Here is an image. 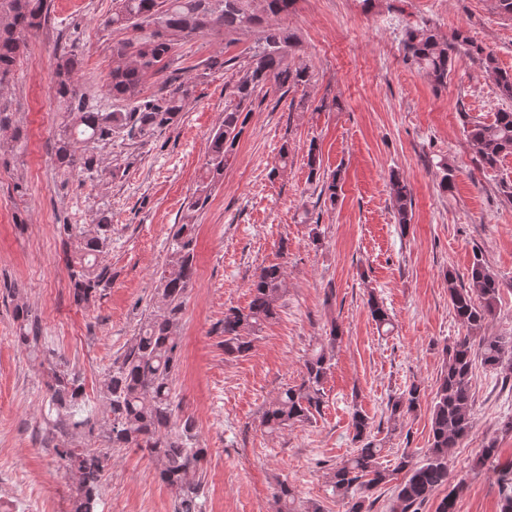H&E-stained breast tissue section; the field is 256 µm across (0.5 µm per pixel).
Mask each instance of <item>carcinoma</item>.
Listing matches in <instances>:
<instances>
[{
  "mask_svg": "<svg viewBox=\"0 0 512 512\" xmlns=\"http://www.w3.org/2000/svg\"><path fill=\"white\" fill-rule=\"evenodd\" d=\"M120 6L105 21V26L134 30L142 24L155 29L129 53L126 46L113 52L115 65L110 72L108 90L112 98L126 103V109L99 112L85 109L84 94L74 81L79 60L68 52L58 57L55 70L56 97L70 103L61 133L54 145L60 167L89 176L99 167L96 148L106 145L116 135L130 140H145L157 132L176 125L193 88L188 82H177L170 75L166 83L174 88L161 96L140 97L141 85L151 73L161 71L159 64L168 56L173 41L188 38L204 29L219 28L230 35L239 29L257 26L259 38L254 52L243 66L242 74L228 87L229 105L224 120L209 138L206 180L199 193L187 202L181 224L172 234L171 253L161 276L158 291L162 307L153 313L137 336L112 361L100 387L103 403V425L106 438L114 448H138L155 460L158 476L176 491L180 512H201L198 502L202 481L200 464L206 449L194 446L195 421L179 417L173 407V375L181 358V336L178 326L184 296L193 285L195 275L193 229L197 213L205 208L208 188L223 176L237 152L256 99L266 100L271 91L288 92V88L310 81L304 67L288 62L293 36L274 23L288 13L294 0H119ZM47 19V0H0V85L9 81L26 46V36L40 28ZM405 59L423 73L436 90L448 85L457 56H477L484 72L493 78L502 98L512 101V72L499 67L496 56L475 44L464 30L443 38L431 28H411L403 38ZM464 132L470 139L485 169L493 170L505 157L512 155V109L494 114L491 121L481 120L467 112L460 113ZM340 174L322 176L319 195L336 201ZM391 209L397 223H411L413 195L399 176L391 178ZM63 233L78 242L77 256L70 274L74 302L83 304L95 298L98 289L110 279L108 267L91 261L105 251L111 237V223L103 216L96 230L89 232L71 224L62 225ZM501 285L485 262L477 257L468 272V284L448 275V297L457 319L470 335L457 340L448 350L431 408V444L422 458L404 453L393 469L380 462L382 449L371 440L368 417L360 410L352 414L353 440L356 452L336 463L333 488L346 500L347 512H370L372 491L403 474L396 485L393 512H419L432 494L449 487L436 512H456V499L464 481L451 483L449 449L457 447L472 428L470 412L473 404L471 375L475 356L491 369L512 370V338L481 336L473 341L471 334L483 328L495 313ZM286 292L284 265L264 266L255 273L250 284L251 300L245 309L232 308L224 314V352L240 356L252 348V336L275 319L279 301ZM368 307L378 326H392L387 310L375 297ZM21 320L17 341L26 344L34 335L27 309L16 310ZM343 332L331 322L327 344L304 363L301 382L283 389L262 416V425L271 433L295 423L310 421L323 406V381L327 377L336 344ZM50 404L60 424L81 428L88 435L96 423L74 419L83 401L82 377L63 360L49 356ZM420 388L413 384L403 397L389 403V421L402 425L404 418L419 405ZM58 457L75 475L72 512H98V487L111 464V455L94 448H58ZM495 442H490L477 456L474 467L490 463L498 471L499 512H512V463L501 464ZM280 512H296L295 492L281 484L275 494Z\"/></svg>",
  "mask_w": 512,
  "mask_h": 512,
  "instance_id": "1",
  "label": "carcinoma"
}]
</instances>
